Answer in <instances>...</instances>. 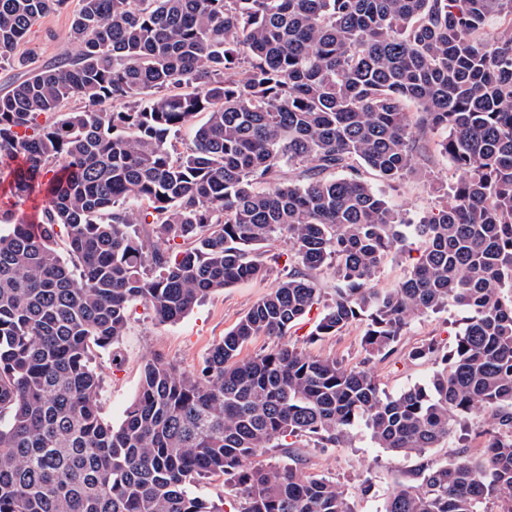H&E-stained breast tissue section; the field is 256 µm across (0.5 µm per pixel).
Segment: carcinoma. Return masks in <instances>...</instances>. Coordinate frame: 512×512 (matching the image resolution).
Here are the masks:
<instances>
[{"label":"carcinoma","mask_w":512,"mask_h":512,"mask_svg":"<svg viewBox=\"0 0 512 512\" xmlns=\"http://www.w3.org/2000/svg\"><path fill=\"white\" fill-rule=\"evenodd\" d=\"M68 2L0 0V60L28 69L16 48ZM69 37L75 56L0 95V512H215L190 490L215 474L237 512H352L299 449L363 422L423 458L475 411L483 448L420 463L382 512H512V0H78ZM429 130L458 178L405 224L358 165L427 180ZM36 192L49 203L27 222ZM278 238L287 275L198 368L148 359L122 423L105 421L91 354L124 336L130 304L174 323L266 276ZM412 239L406 279L369 287ZM325 272L311 339L361 324L384 360L413 319L466 309L449 351L409 353L444 368L391 397L290 345L241 357L309 313ZM268 448L290 463H261Z\"/></svg>","instance_id":"obj_1"}]
</instances>
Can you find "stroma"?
I'll return each mask as SVG.
<instances>
[{"mask_svg":"<svg viewBox=\"0 0 512 512\" xmlns=\"http://www.w3.org/2000/svg\"><path fill=\"white\" fill-rule=\"evenodd\" d=\"M71 20L72 13L68 10L45 16L20 45L19 54L30 56L34 66L40 67L61 54L74 52L75 46L68 39ZM364 178L409 221H418L440 206V195L421 180L411 177L389 185L369 170ZM277 278L278 272L273 269L266 277L212 293L175 323L158 322L143 305L134 304L125 335L110 349L95 352L102 379L103 418L112 425L121 424L126 408L138 393L147 359L160 356L185 370L198 367L212 346L223 339L259 297L270 291ZM323 310V305H315L282 339L265 336L253 339L243 348V356L270 350L283 342L314 357H333L349 367L362 366L367 361L361 344L362 326L352 325L338 335L310 339L309 333ZM466 316L465 310L452 307L415 319L402 336L397 353L384 361H367L384 392L395 396L409 387L427 383L441 369V362L409 359V350L430 340L446 348L453 346ZM302 453L306 472L329 477L346 489L352 512H382L387 493L395 484L408 480L419 463L417 457H399L377 447L362 426L353 430L346 447L325 450L306 447ZM366 481L373 484L374 490L365 495L359 487Z\"/></svg>","mask_w":512,"mask_h":512,"instance_id":"1","label":"stroma"}]
</instances>
